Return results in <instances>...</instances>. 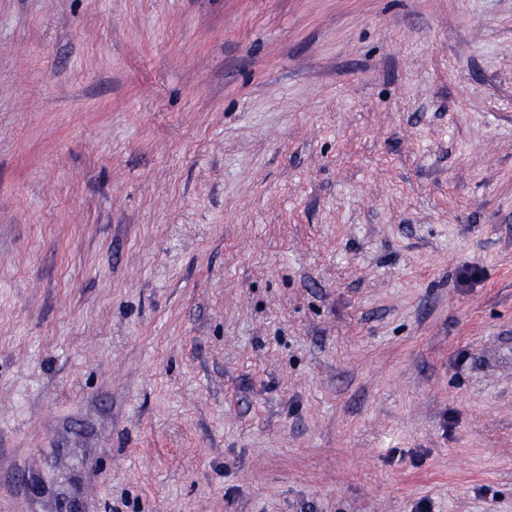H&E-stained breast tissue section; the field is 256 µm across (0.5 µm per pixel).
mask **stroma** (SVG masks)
Here are the masks:
<instances>
[{
  "instance_id": "stroma-1",
  "label": "stroma",
  "mask_w": 512,
  "mask_h": 512,
  "mask_svg": "<svg viewBox=\"0 0 512 512\" xmlns=\"http://www.w3.org/2000/svg\"><path fill=\"white\" fill-rule=\"evenodd\" d=\"M422 504L512 512V0H0V512Z\"/></svg>"
}]
</instances>
